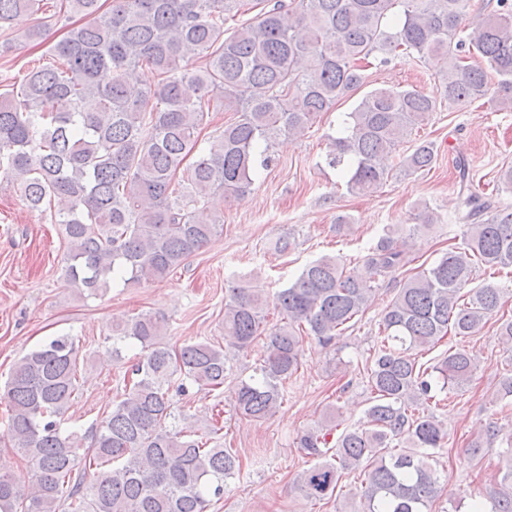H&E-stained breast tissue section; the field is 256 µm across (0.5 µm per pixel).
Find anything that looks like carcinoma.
<instances>
[{
  "instance_id": "obj_1",
  "label": "carcinoma",
  "mask_w": 512,
  "mask_h": 512,
  "mask_svg": "<svg viewBox=\"0 0 512 512\" xmlns=\"http://www.w3.org/2000/svg\"><path fill=\"white\" fill-rule=\"evenodd\" d=\"M44 0H0V29L39 13ZM470 0H60L63 17L83 22L53 45L57 67H34L18 90L0 92V170L31 208L49 211L68 241L64 279L96 294L117 278L164 279L206 246L224 223L207 210L210 195L244 196L252 174L273 162L280 135H301L317 115L364 84L371 60L397 51L437 61L436 92L376 88L345 113L331 138L328 165L340 167L348 192L372 193L392 176L382 159L429 120L438 105L489 99L512 109V0H487L466 22ZM255 15L232 33L230 14ZM156 81L132 93L135 71ZM224 108L235 122L201 146L206 113ZM197 153L186 178L185 159ZM434 144L421 141L398 171L432 168ZM461 244L409 276L386 306L361 379L370 397L363 425L338 431L336 406L299 437L313 459L291 479L311 501L336 493L342 475L360 471L356 512H431L440 491L433 450L448 439L430 404L461 386L474 359L450 347L432 366L413 351L448 333L472 336L500 310L504 289L472 283L476 266L512 269V210L461 194ZM424 228L394 225L348 272L334 256L304 268L273 298L242 282L224 298V338L238 351L261 340L255 375L237 383L236 410L265 419L285 400L299 369L303 335L328 346L372 301L379 281L407 264L409 240ZM272 305L282 322L267 327ZM165 317L139 313L112 326V351L134 343L122 399L89 434L62 425L78 391L79 345L52 339L14 365L5 382L7 437L29 463L27 483L0 473V512H206L242 473L237 451L210 445L220 427L208 418L181 427L170 387H224L231 368L209 341L165 342ZM490 424L470 446L493 444ZM499 487L469 494V512H512V433ZM97 469L86 480L87 468Z\"/></svg>"
}]
</instances>
